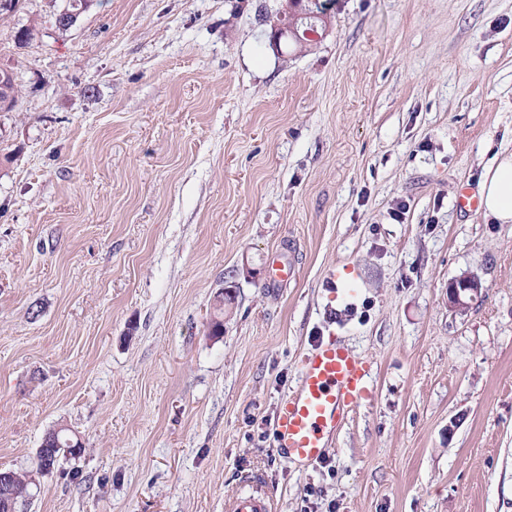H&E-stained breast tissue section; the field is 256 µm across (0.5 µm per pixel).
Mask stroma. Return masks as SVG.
<instances>
[{
    "instance_id": "1",
    "label": "stroma",
    "mask_w": 512,
    "mask_h": 512,
    "mask_svg": "<svg viewBox=\"0 0 512 512\" xmlns=\"http://www.w3.org/2000/svg\"><path fill=\"white\" fill-rule=\"evenodd\" d=\"M67 3L0 17L23 512H225L250 476L273 512H512V224L456 206L512 155V0H334L282 56L280 0H92L62 31ZM331 336L370 392L302 466L274 419ZM58 426L84 450L39 472ZM283 8L281 10V16L283 19L285 17H294L295 19H299L302 17L315 15L317 16L321 22L313 24L310 28L305 29L302 32V35L299 33L297 29L291 31L292 28H285L284 26L278 25L274 26L272 32L269 37V46L273 49L277 54L282 53L281 43L282 39L288 40V36H291L298 43V47L303 48L306 45H310L312 42L321 38V32H324L330 24L328 14L316 13L321 12L320 8L316 5L312 7L313 11H316L314 14H311L308 8L309 0H284ZM314 8L316 10H314ZM288 18V26L293 24V21ZM283 21H286L284 19ZM480 280L471 275H464L448 286V305L459 311L466 310L470 302L480 293Z\"/></svg>"
}]
</instances>
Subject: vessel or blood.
Masks as SVG:
<instances>
[{
  "mask_svg": "<svg viewBox=\"0 0 512 512\" xmlns=\"http://www.w3.org/2000/svg\"><path fill=\"white\" fill-rule=\"evenodd\" d=\"M371 368L335 338L319 339L303 357L295 391L274 421V445L290 460H321L348 413L369 393ZM259 484L241 493L231 512H268Z\"/></svg>",
  "mask_w": 512,
  "mask_h": 512,
  "instance_id": "b4317fda",
  "label": "vessel or blood"
}]
</instances>
